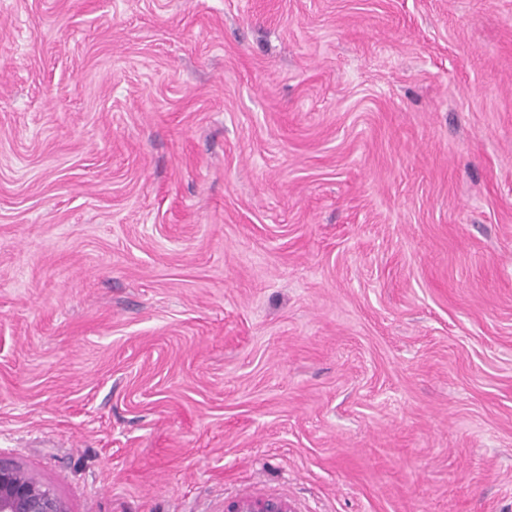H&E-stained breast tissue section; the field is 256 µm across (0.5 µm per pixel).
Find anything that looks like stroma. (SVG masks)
<instances>
[{"label":"stroma","instance_id":"35a3bbf8","mask_svg":"<svg viewBox=\"0 0 512 512\" xmlns=\"http://www.w3.org/2000/svg\"><path fill=\"white\" fill-rule=\"evenodd\" d=\"M0 458L512 512V0H0Z\"/></svg>","mask_w":512,"mask_h":512}]
</instances>
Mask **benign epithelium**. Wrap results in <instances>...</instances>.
<instances>
[{"instance_id":"benign-epithelium-1","label":"benign epithelium","mask_w":512,"mask_h":512,"mask_svg":"<svg viewBox=\"0 0 512 512\" xmlns=\"http://www.w3.org/2000/svg\"><path fill=\"white\" fill-rule=\"evenodd\" d=\"M0 512H68L55 488L0 460ZM229 512H294L289 503L255 498L235 503Z\"/></svg>"}]
</instances>
